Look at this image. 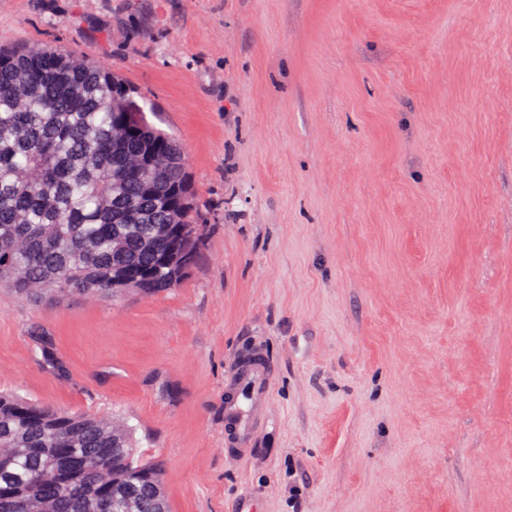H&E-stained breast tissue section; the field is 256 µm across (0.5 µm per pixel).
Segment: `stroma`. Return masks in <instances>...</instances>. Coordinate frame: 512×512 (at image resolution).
Returning a JSON list of instances; mask_svg holds the SVG:
<instances>
[{"label": "stroma", "instance_id": "1", "mask_svg": "<svg viewBox=\"0 0 512 512\" xmlns=\"http://www.w3.org/2000/svg\"><path fill=\"white\" fill-rule=\"evenodd\" d=\"M29 44L158 113L203 244L154 296L0 290V390L123 419L172 512H512V0H0ZM246 375L253 376L251 395L248 398H241L238 394H232V400L226 402V416L237 422L244 438L250 434L251 420L256 409L261 406L267 397L266 388L267 375L262 367H254L246 371Z\"/></svg>", "mask_w": 512, "mask_h": 512}]
</instances>
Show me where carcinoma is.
Instances as JSON below:
<instances>
[{"mask_svg":"<svg viewBox=\"0 0 512 512\" xmlns=\"http://www.w3.org/2000/svg\"><path fill=\"white\" fill-rule=\"evenodd\" d=\"M126 81L87 56L46 45L0 47V286L59 300L155 295L180 284L200 258L174 207L191 180L179 142L130 112ZM128 134L119 138L115 125ZM151 154L166 164L134 168ZM186 270L170 282L172 268ZM35 345L63 371L52 339ZM161 468L134 430L89 412L57 411L0 391V512H140L166 503Z\"/></svg>","mask_w":512,"mask_h":512,"instance_id":"carcinoma-1","label":"carcinoma"}]
</instances>
